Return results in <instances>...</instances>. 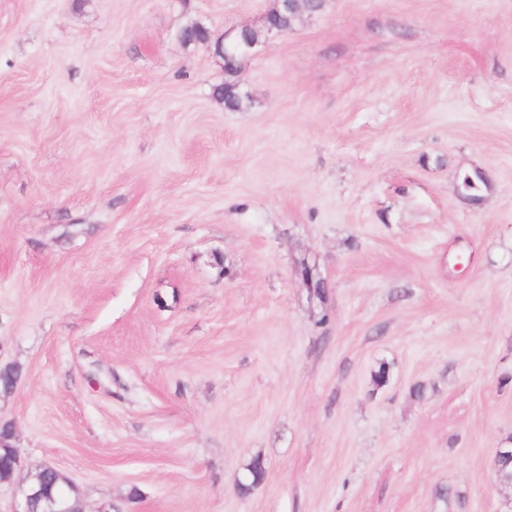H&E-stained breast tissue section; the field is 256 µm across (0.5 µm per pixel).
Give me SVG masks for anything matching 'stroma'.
<instances>
[{"label": "stroma", "instance_id": "1", "mask_svg": "<svg viewBox=\"0 0 512 512\" xmlns=\"http://www.w3.org/2000/svg\"><path fill=\"white\" fill-rule=\"evenodd\" d=\"M275 3L0 0V424L88 512H512V0H323L227 110L177 34Z\"/></svg>", "mask_w": 512, "mask_h": 512}]
</instances>
